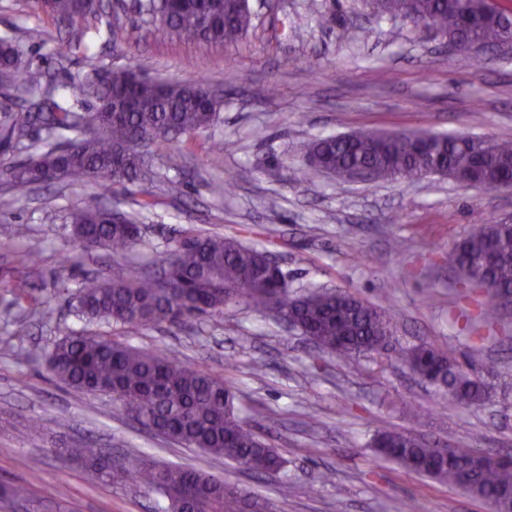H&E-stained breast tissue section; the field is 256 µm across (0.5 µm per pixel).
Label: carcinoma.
I'll return each instance as SVG.
<instances>
[{"label": "carcinoma", "mask_w": 512, "mask_h": 512, "mask_svg": "<svg viewBox=\"0 0 512 512\" xmlns=\"http://www.w3.org/2000/svg\"><path fill=\"white\" fill-rule=\"evenodd\" d=\"M395 15L417 26H430L449 41L473 40L487 47L512 38L507 17L465 30L458 23L464 12L480 13L484 0H395ZM58 25L102 16L94 0H47L39 4ZM141 10L159 14L150 35L184 43L233 45L247 33L251 11L246 0H144ZM90 68L76 77L83 99L92 110L78 112L55 94L45 73L33 67L28 53L12 39L0 38V88L30 105L27 121L44 130V146L27 162L9 167L19 190L83 177L100 188L145 181L152 172L153 146L176 138H192L215 126L222 103L208 101L204 78L194 81L139 79L128 70L107 73ZM26 124L0 119V142L25 136ZM307 154L316 158L298 171L313 182L323 174L369 169L376 179L417 182L432 171L469 185L506 181L512 173V141L471 135L393 131L329 135L314 141ZM73 235L82 250L108 249L122 253L141 241L138 217L126 214L112 222V209L91 204L71 218ZM268 249L236 235L200 234L193 227L163 260L157 274L123 267L109 277L86 276L79 284L81 313L90 321L121 325H181L193 318L224 313L243 301L254 310L272 308L314 338L324 349L354 359L388 350L394 335L389 308L367 303L345 291H316L300 297L288 292L282 270L269 268ZM451 263L468 276L479 277L485 289L481 312L489 314L497 301L512 296V226L480 224L459 241ZM414 373L450 388L460 405L486 399L484 385L460 370L450 355L430 346L396 352ZM52 375L85 394L108 393L128 415L135 413L160 430V436L187 448H199L256 474H278L284 467L279 453L259 438L235 411L236 394L224 378L158 352L136 348L104 336L67 331L44 352ZM377 452L402 467L443 483H457L451 461L434 462L435 451L413 436L381 434ZM79 460L93 481L122 483L130 478L168 502L165 512H180L185 504L196 512H272L269 503L244 494L223 479L194 468L160 464L149 459L115 464L99 448L80 445L63 450ZM512 490V457L492 464H474L468 491L487 499Z\"/></svg>", "instance_id": "1"}]
</instances>
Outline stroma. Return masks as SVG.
I'll list each match as a JSON object with an SVG mask.
<instances>
[{
	"instance_id": "obj_1",
	"label": "stroma",
	"mask_w": 512,
	"mask_h": 512,
	"mask_svg": "<svg viewBox=\"0 0 512 512\" xmlns=\"http://www.w3.org/2000/svg\"><path fill=\"white\" fill-rule=\"evenodd\" d=\"M130 43H108L95 21L58 29L34 0H0V35L16 38L34 66L69 87L88 63L131 68L147 78H205L224 95L221 119L195 137L154 146L152 183L113 188L112 204L143 211L134 257L82 251L70 214L99 189L74 179L27 193L10 186L8 166L25 146L0 145V512H163L137 484L91 483L61 449L92 443L121 462L143 456L186 465L268 500L276 512H491L485 500L378 458L385 431L437 448L512 455V302L480 319L464 279L449 262L477 225L512 216V189L485 191L442 176L414 184L349 183L322 175L300 182L307 148L357 130L466 133L512 140V50H452L406 19L378 15L371 0H249L251 26L234 46L159 41L135 0H119ZM72 41L69 60L58 38ZM277 86L268 97V86ZM224 142L208 153L211 138ZM236 186L225 192L224 180ZM149 209H140L142 201ZM28 233L20 238L17 225ZM238 234L274 253L291 296L343 290L392 308L396 339L451 354L489 386L461 406L422 383L391 354L349 360L320 351L246 304L179 327L92 323L79 313L78 284L130 259L159 268L183 227ZM41 252L37 268L22 255ZM55 311L41 320L40 304ZM27 325L14 335L16 320ZM69 330L159 349L223 375L238 412L287 461L269 479L142 429L109 394L56 383L41 354ZM65 484L64 498L46 492ZM25 486L21 499L1 491Z\"/></svg>"
}]
</instances>
